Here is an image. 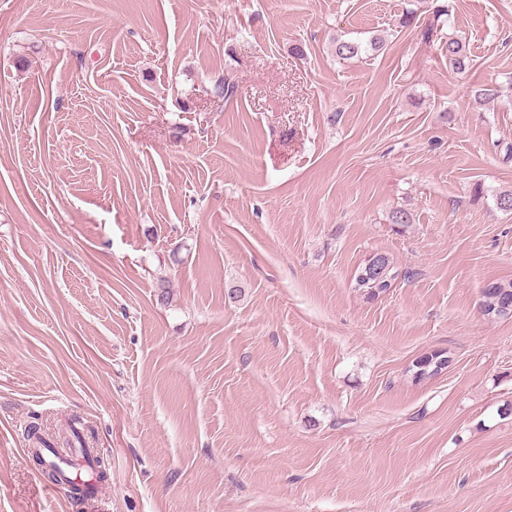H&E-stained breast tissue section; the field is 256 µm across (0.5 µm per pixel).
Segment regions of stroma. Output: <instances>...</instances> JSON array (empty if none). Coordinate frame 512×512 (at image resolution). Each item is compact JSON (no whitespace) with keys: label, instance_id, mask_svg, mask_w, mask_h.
<instances>
[{"label":"stroma","instance_id":"1","mask_svg":"<svg viewBox=\"0 0 512 512\" xmlns=\"http://www.w3.org/2000/svg\"><path fill=\"white\" fill-rule=\"evenodd\" d=\"M510 189L512 0H0V512H512ZM448 64L456 72H464L470 65V59L466 52V45L457 38H448L446 45ZM382 255L384 266L387 268V276L383 280H381L382 284L379 288L382 289V293H386L390 288H392L393 284L402 275V271H400L393 260L384 253H377ZM377 254L370 255L366 259V274H363L364 280L367 281L366 285H376L377 281L373 283H369L370 280H375V271L378 270V266L380 263L379 256ZM481 312L488 319L507 318L512 315V279L495 280L482 291ZM440 359H443L444 361L446 360L447 362L449 361L448 357L443 356V353L441 352H432L416 358L408 370L409 372H412V380L415 382H422L433 378L436 374V371H433L435 367L434 363Z\"/></svg>","mask_w":512,"mask_h":512}]
</instances>
